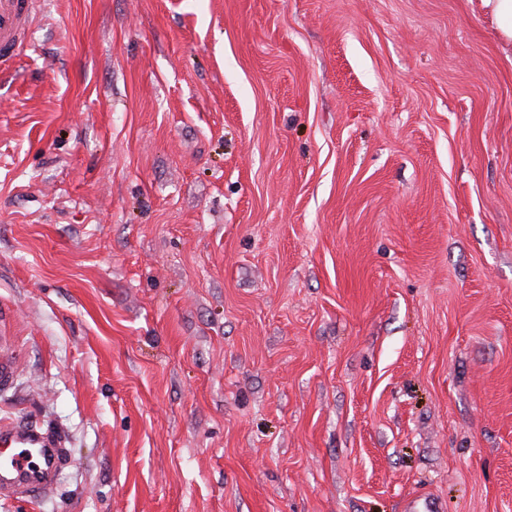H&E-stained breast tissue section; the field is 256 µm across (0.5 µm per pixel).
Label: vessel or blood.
I'll return each mask as SVG.
<instances>
[{"mask_svg": "<svg viewBox=\"0 0 512 512\" xmlns=\"http://www.w3.org/2000/svg\"><path fill=\"white\" fill-rule=\"evenodd\" d=\"M33 0H0V67L30 28ZM15 371L9 337H0V391L9 390ZM67 438L58 429L0 417V498L41 500L53 488L66 461Z\"/></svg>", "mask_w": 512, "mask_h": 512, "instance_id": "b4317fda", "label": "vessel or blood"}]
</instances>
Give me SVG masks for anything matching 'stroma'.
<instances>
[{
  "label": "stroma",
  "mask_w": 512,
  "mask_h": 512,
  "mask_svg": "<svg viewBox=\"0 0 512 512\" xmlns=\"http://www.w3.org/2000/svg\"><path fill=\"white\" fill-rule=\"evenodd\" d=\"M0 512H512V62L473 0H43L0 75ZM11 351V341L8 336L0 337V392L9 390L14 383L15 371ZM66 448L61 430L0 417V498L45 497L66 461Z\"/></svg>",
  "instance_id": "obj_1"
}]
</instances>
